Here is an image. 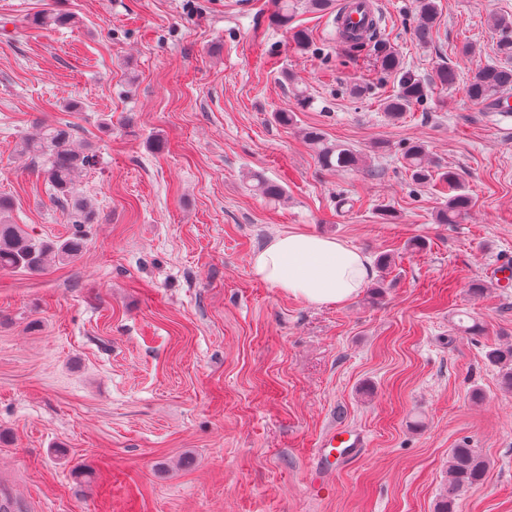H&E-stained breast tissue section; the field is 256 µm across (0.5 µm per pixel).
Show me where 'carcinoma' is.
I'll list each match as a JSON object with an SVG mask.
<instances>
[{"label": "carcinoma", "instance_id": "1", "mask_svg": "<svg viewBox=\"0 0 512 512\" xmlns=\"http://www.w3.org/2000/svg\"><path fill=\"white\" fill-rule=\"evenodd\" d=\"M311 11L323 12L329 8L330 0H276L273 20L281 27L288 26L298 2ZM417 22L415 34L418 41H431L437 26L439 5L437 0H416ZM492 28L498 33L495 55L497 61L478 65L464 81V92L468 100L492 111L512 96V15L500 14L491 19ZM379 63L383 72L398 78V90L384 103V111L393 119L400 118L412 106L421 102L430 85L452 88L459 82L455 68L442 64L426 81L404 66L398 53L385 46H378ZM307 144L314 150L320 167L344 171L359 166L362 156L355 149L329 141L317 128L304 132ZM23 151L32 155L38 163V171L52 195L71 206L72 223L93 224L97 216L77 188V179L83 170L98 163L93 151H77L72 147L69 127L47 125L38 137L27 139ZM404 168L411 181L427 184L438 178L448 185V201L436 212L439 224H455L472 208V198L462 188L458 174L448 169H434L424 145H410L402 154ZM249 190L269 202H278L284 196V188L273 181L255 174ZM13 200L0 196V271H25L37 273L54 262L71 263L86 247L84 236L75 233L72 237L47 241L35 238L20 225L10 220ZM486 359L501 372L502 383L512 389V343L498 345L485 353ZM488 468L486 458L474 448H453L448 460V492L438 503L436 512H454L456 497L460 492L479 484Z\"/></svg>", "mask_w": 512, "mask_h": 512}]
</instances>
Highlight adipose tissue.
Here are the masks:
<instances>
[{
	"label": "adipose tissue",
	"mask_w": 512,
	"mask_h": 512,
	"mask_svg": "<svg viewBox=\"0 0 512 512\" xmlns=\"http://www.w3.org/2000/svg\"><path fill=\"white\" fill-rule=\"evenodd\" d=\"M255 278L312 306H340L355 298L373 277L357 248L334 238L285 232L251 258Z\"/></svg>",
	"instance_id": "adipose-tissue-1"
}]
</instances>
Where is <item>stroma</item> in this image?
<instances>
[{"mask_svg":"<svg viewBox=\"0 0 512 512\" xmlns=\"http://www.w3.org/2000/svg\"><path fill=\"white\" fill-rule=\"evenodd\" d=\"M380 33L431 79L494 60L512 0H438L428 44L415 0H377ZM275 0H0V195L32 236L75 230L20 144L67 124L98 164L79 188L97 213L78 260L0 272V512H435L460 442L490 462L456 512H512V390L485 357L512 340V117L462 87L430 88L398 121V83L332 15L300 9L302 52ZM54 12L70 23L41 28ZM476 53L463 55L464 43ZM312 108L296 106L295 88ZM294 112L282 126L275 112ZM322 130L366 159L322 169ZM421 143L473 200L440 224L441 182L401 154ZM281 184L275 205L246 187ZM288 231L343 240L370 287L314 307L255 279ZM483 283L481 294L468 291ZM479 325L458 331V321ZM343 425L361 456L315 496V443Z\"/></svg>","mask_w":512,"mask_h":512,"instance_id":"obj_1","label":"stroma"}]
</instances>
